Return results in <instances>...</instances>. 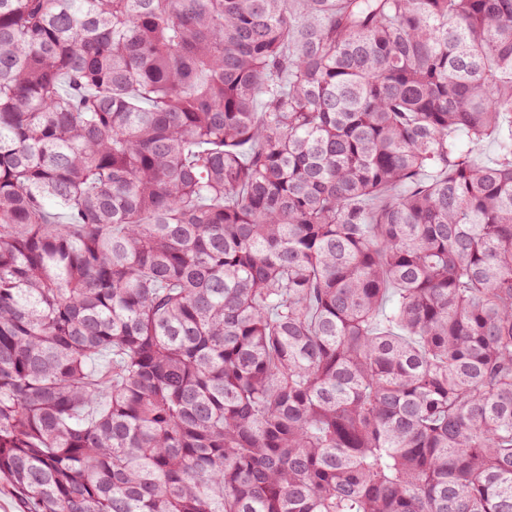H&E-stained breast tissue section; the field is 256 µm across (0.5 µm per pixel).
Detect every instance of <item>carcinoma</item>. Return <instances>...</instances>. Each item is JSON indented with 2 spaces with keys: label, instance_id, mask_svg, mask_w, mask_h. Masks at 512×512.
I'll use <instances>...</instances> for the list:
<instances>
[{
  "label": "carcinoma",
  "instance_id": "cac0c4a2",
  "mask_svg": "<svg viewBox=\"0 0 512 512\" xmlns=\"http://www.w3.org/2000/svg\"><path fill=\"white\" fill-rule=\"evenodd\" d=\"M1 491L512 512V0H0Z\"/></svg>",
  "mask_w": 512,
  "mask_h": 512
}]
</instances>
